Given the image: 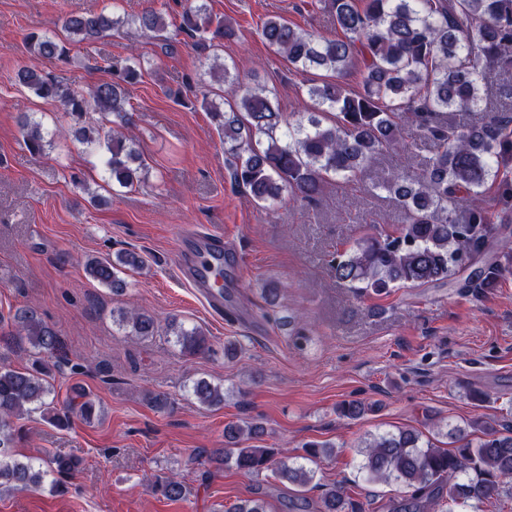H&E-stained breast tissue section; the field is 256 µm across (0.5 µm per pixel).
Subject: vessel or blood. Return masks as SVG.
<instances>
[{
	"mask_svg": "<svg viewBox=\"0 0 512 512\" xmlns=\"http://www.w3.org/2000/svg\"><path fill=\"white\" fill-rule=\"evenodd\" d=\"M177 242V271L214 306L223 307V234L209 231L182 232Z\"/></svg>",
	"mask_w": 512,
	"mask_h": 512,
	"instance_id": "b4317fda",
	"label": "vessel or blood"
}]
</instances>
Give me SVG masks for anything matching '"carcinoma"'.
Instances as JSON below:
<instances>
[{
  "mask_svg": "<svg viewBox=\"0 0 512 512\" xmlns=\"http://www.w3.org/2000/svg\"><path fill=\"white\" fill-rule=\"evenodd\" d=\"M334 13L341 34L326 37L280 17L263 22L259 36L266 46L297 71L323 70L326 78L299 87L307 99L298 118L280 112L274 91L214 58L211 75L227 87L225 106L203 95L201 107L224 135V153L234 185L260 208L273 211L285 195L313 203L325 184L356 180L384 151L413 156L422 146L430 156L410 173L382 174L374 187L394 198L403 214L395 234L366 235L336 254L329 267L336 280L361 292L388 293L393 288H420L454 279L478 261L491 239L496 258L484 262L462 288H494L512 274V238L498 225L512 224V81L489 84L492 74L512 75V0H318ZM127 24L142 34L165 29L161 11L135 15L116 11L70 14L66 39L26 36L31 52L55 63H70L67 42H92L102 33ZM178 33L204 50L224 46L232 36L224 18L212 16L204 0H184ZM113 79L86 91L63 87L49 72L20 67L15 82L43 99L60 102L73 117L72 134L96 141V129L83 117L90 112L113 116V124L132 123L127 86L142 77L141 58L110 61ZM356 70L360 88L349 89L344 77ZM25 144L33 155L44 152L40 125L24 121ZM106 167L112 183L130 188L141 182L144 164L123 133L104 135ZM496 185L491 209L474 204ZM140 269L142 257L122 252L85 264L86 273L119 293L126 281L118 267ZM113 321L136 336L158 330L148 313L117 310ZM0 333V348L27 351L30 365L17 369L0 353V492H56L78 470L81 459L47 453L18 457L14 421L35 411L55 412L58 426L92 420L94 403L78 391L58 404L49 381L51 368L70 359L61 353L54 328L39 310L25 306ZM181 351L190 356L213 353L207 336L167 323ZM202 404H224V390L199 379L191 388ZM482 433L474 441L465 429ZM265 434L258 421L224 428L225 448H196L188 457L203 465L224 457L236 470L257 477L265 472L299 489L314 483L318 462L333 455L327 443L308 441L295 456L279 449L243 445ZM455 447L442 448L414 429L372 435L363 441L361 473L369 482L400 484L410 497L392 512H467L503 498L512 500V427L498 432L481 418L448 429ZM144 482L171 501L186 497L187 486L173 477L152 474ZM370 503L354 498L341 484L322 488L320 512H369ZM225 512H266L265 501L252 497Z\"/></svg>",
  "mask_w": 512,
  "mask_h": 512,
  "instance_id": "cac0c4a2",
  "label": "carcinoma"
}]
</instances>
